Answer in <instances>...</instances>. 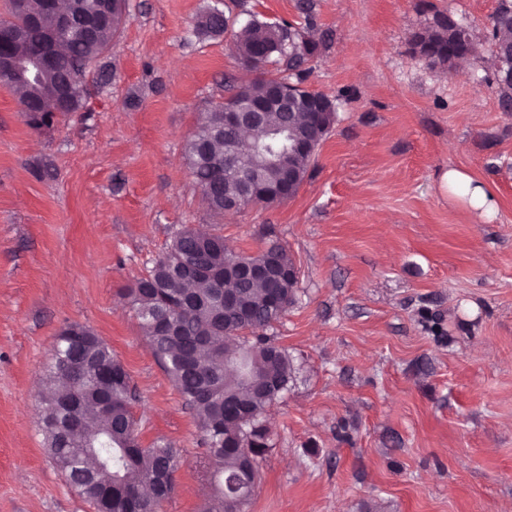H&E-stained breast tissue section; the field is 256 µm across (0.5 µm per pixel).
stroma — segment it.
Returning <instances> with one entry per match:
<instances>
[{"mask_svg": "<svg viewBox=\"0 0 512 512\" xmlns=\"http://www.w3.org/2000/svg\"><path fill=\"white\" fill-rule=\"evenodd\" d=\"M221 4L229 30L196 38ZM126 0L89 109L31 127L0 84V512H93L47 457L40 378L61 329L90 326L126 367L141 440L182 463L159 512H201L214 483L197 421L125 294L183 226L232 251L284 247L295 302L268 339L293 379L268 409L248 512H512V111L492 17L502 0ZM439 17L466 68L413 43ZM319 44L303 87L336 106L298 193L213 214L184 160L200 112L249 78L232 34L251 19ZM138 107H127L129 97ZM52 164L57 177L33 171ZM484 181L480 218L440 184Z\"/></svg>", "mask_w": 512, "mask_h": 512, "instance_id": "obj_1", "label": "stroma"}]
</instances>
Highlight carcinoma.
Instances as JSON below:
<instances>
[{
	"mask_svg": "<svg viewBox=\"0 0 512 512\" xmlns=\"http://www.w3.org/2000/svg\"><path fill=\"white\" fill-rule=\"evenodd\" d=\"M43 0H26V11H9L0 27L24 30L23 42L15 50L23 52L43 39V30L29 25V17L41 11ZM125 22V3L112 4V22L92 36L72 32L68 49L57 57L49 79L55 84L72 78L92 77L106 86L112 82L110 65L102 62ZM229 26V18L217 6L207 8L198 18V36L219 37ZM469 41L465 29L450 28L442 20L427 30L422 42L441 49V62L455 59L444 49L448 44ZM265 45L267 55L260 64L254 48ZM234 46L242 65L257 76L241 85L230 102L244 106L262 98L269 83L277 78L267 74L272 58L286 60L296 68L307 56L315 55L318 44L297 40V33L277 23L252 19L234 33ZM224 104L216 103L200 113L196 128L186 144L188 166L210 210L224 214L226 202L240 197L260 161L288 148V137L304 133L311 115L296 111L292 121L283 112L263 114L262 133L248 143L233 129L224 127ZM276 251L285 265L294 261L277 243L255 254L231 253L224 248V236L200 233L192 227L177 232L166 251L155 260L147 275L127 289L136 316L154 355L169 375L185 403L198 418L216 494L202 512H246L259 478L258 467L245 468V452L258 460L267 448L268 429L262 421L266 407L288 390L294 371L292 360L282 348L270 354L264 336L248 343L242 339L246 326L264 329L278 322L294 302L295 289L281 290L280 305L271 306V291L263 283H253L234 273L217 283L208 278L188 280L178 275L182 267L198 261L222 270L227 263L254 264ZM233 288L238 308L216 311L211 299L217 287ZM83 339L70 341L71 330ZM247 358L252 377L260 391L253 393L237 375L225 367L231 355ZM112 367V378L93 372L96 367ZM39 423L49 457L68 482L92 504L95 512H157L160 487L147 483L151 476L175 472L181 456L174 448L154 444L145 447L134 418L129 374L112 353L111 346L91 327L79 323L65 326L59 333L52 361L43 374ZM254 418L253 448L237 447L245 422L238 409Z\"/></svg>",
	"mask_w": 512,
	"mask_h": 512,
	"instance_id": "1",
	"label": "carcinoma"
}]
</instances>
